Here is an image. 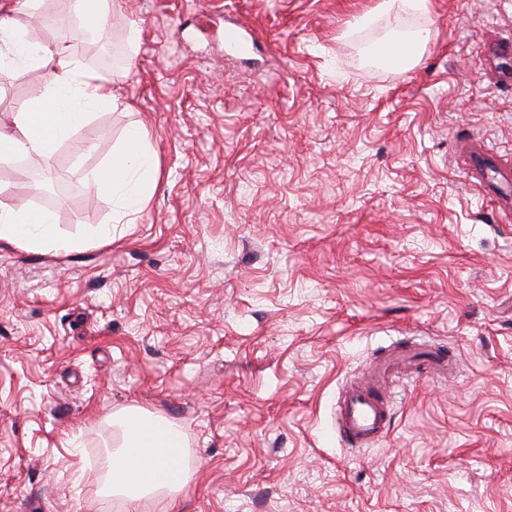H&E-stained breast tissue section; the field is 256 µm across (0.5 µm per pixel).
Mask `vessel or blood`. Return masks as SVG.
<instances>
[{
    "mask_svg": "<svg viewBox=\"0 0 512 512\" xmlns=\"http://www.w3.org/2000/svg\"><path fill=\"white\" fill-rule=\"evenodd\" d=\"M392 394L382 384L353 382L338 400L336 427L350 448H370L385 438L391 420Z\"/></svg>",
    "mask_w": 512,
    "mask_h": 512,
    "instance_id": "1",
    "label": "vessel or blood"
}]
</instances>
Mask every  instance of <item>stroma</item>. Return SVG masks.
<instances>
[{"label":"stroma","instance_id":"35a3bbf8","mask_svg":"<svg viewBox=\"0 0 512 512\" xmlns=\"http://www.w3.org/2000/svg\"><path fill=\"white\" fill-rule=\"evenodd\" d=\"M383 2L116 0L90 36L41 0L63 20L42 43L119 104L57 150L61 201L0 166V203L112 238L0 242V512H120L75 470L127 407L186 435L171 512H512V0ZM237 25L250 55L224 44ZM406 28L419 63L371 64ZM45 87L0 69V129ZM134 122L159 173L116 224L84 178ZM412 342L454 373L391 382L390 434L345 447L342 387Z\"/></svg>","mask_w":512,"mask_h":512}]
</instances>
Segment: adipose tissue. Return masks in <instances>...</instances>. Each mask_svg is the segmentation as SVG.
I'll return each mask as SVG.
<instances>
[{
  "mask_svg": "<svg viewBox=\"0 0 512 512\" xmlns=\"http://www.w3.org/2000/svg\"><path fill=\"white\" fill-rule=\"evenodd\" d=\"M15 64L46 70L47 90L19 105L15 131H0L1 159L24 156L50 165L59 146L88 124L93 109L118 102L111 81L84 70L66 51L36 46L25 31L0 20V66ZM148 137L143 125L128 128L121 148L85 180L87 190L111 202L117 220L140 213L151 195L158 161ZM110 234V228L96 227L66 236L49 212L0 204V241L29 250L79 252ZM112 423L118 437L100 460L102 494L122 500L125 512H139L149 497L173 504L189 479L177 425L139 408L113 414Z\"/></svg>",
  "mask_w": 512,
  "mask_h": 512,
  "instance_id": "obj_1",
  "label": "adipose tissue"
}]
</instances>
